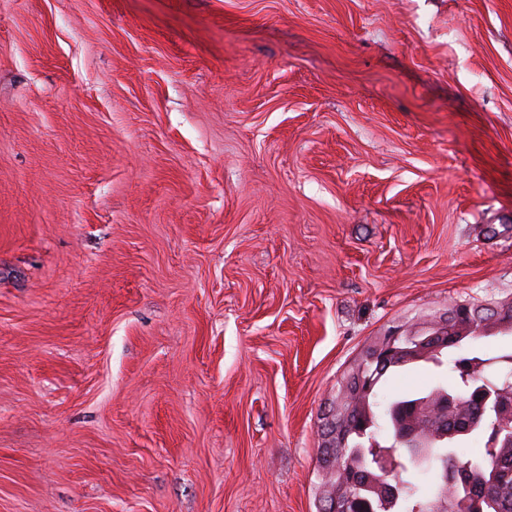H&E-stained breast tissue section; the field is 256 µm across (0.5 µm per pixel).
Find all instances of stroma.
<instances>
[{
	"label": "stroma",
	"mask_w": 512,
	"mask_h": 512,
	"mask_svg": "<svg viewBox=\"0 0 512 512\" xmlns=\"http://www.w3.org/2000/svg\"><path fill=\"white\" fill-rule=\"evenodd\" d=\"M512 298V0H0V512H318L371 338ZM347 428L342 421L336 420V408L328 409L324 413L323 421L320 426V439L322 441V450H328L330 453L335 443L345 434Z\"/></svg>",
	"instance_id": "35a3bbf8"
}]
</instances>
